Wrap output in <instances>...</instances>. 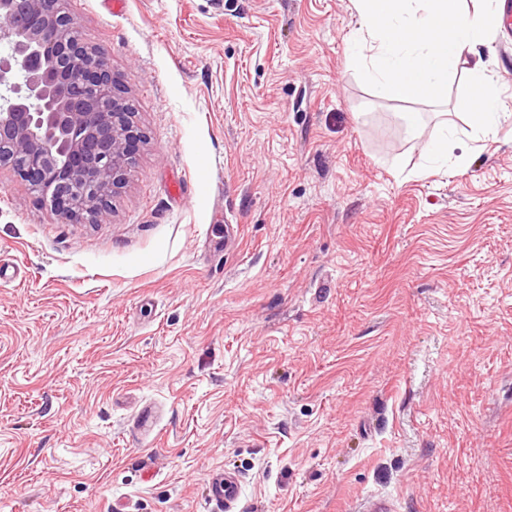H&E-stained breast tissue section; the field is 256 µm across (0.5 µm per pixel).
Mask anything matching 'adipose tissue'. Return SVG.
Segmentation results:
<instances>
[{
	"mask_svg": "<svg viewBox=\"0 0 512 512\" xmlns=\"http://www.w3.org/2000/svg\"><path fill=\"white\" fill-rule=\"evenodd\" d=\"M358 28L348 44V65L384 97L405 103H440L449 84L461 86L453 110L465 115L466 134L441 123L424 141L419 174L462 167L461 138L473 145L494 139L507 114L497 81L478 51L498 28L495 0H354Z\"/></svg>",
	"mask_w": 512,
	"mask_h": 512,
	"instance_id": "obj_1",
	"label": "adipose tissue"
}]
</instances>
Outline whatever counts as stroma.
Wrapping results in <instances>:
<instances>
[{
  "label": "stroma",
  "mask_w": 512,
  "mask_h": 512,
  "mask_svg": "<svg viewBox=\"0 0 512 512\" xmlns=\"http://www.w3.org/2000/svg\"><path fill=\"white\" fill-rule=\"evenodd\" d=\"M68 8L146 140L94 224L0 168V512H512V120L416 177L352 0ZM209 485L210 501L217 512H241L240 480L235 472L224 470V474L213 477Z\"/></svg>",
  "instance_id": "obj_1"
}]
</instances>
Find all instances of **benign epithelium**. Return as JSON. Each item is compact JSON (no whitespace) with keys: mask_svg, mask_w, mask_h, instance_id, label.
<instances>
[{"mask_svg":"<svg viewBox=\"0 0 512 512\" xmlns=\"http://www.w3.org/2000/svg\"><path fill=\"white\" fill-rule=\"evenodd\" d=\"M74 32L66 0H0V167L82 224L121 193L144 135L104 54Z\"/></svg>","mask_w":512,"mask_h":512,"instance_id":"1","label":"benign epithelium"}]
</instances>
